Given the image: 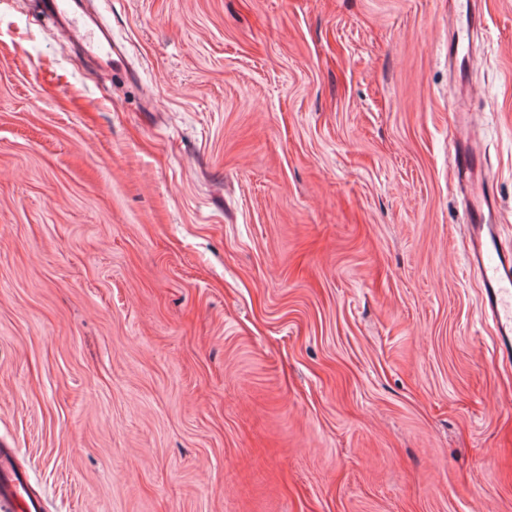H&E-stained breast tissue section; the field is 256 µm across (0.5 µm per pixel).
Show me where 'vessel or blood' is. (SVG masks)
<instances>
[{
  "label": "vessel or blood",
  "instance_id": "1",
  "mask_svg": "<svg viewBox=\"0 0 512 512\" xmlns=\"http://www.w3.org/2000/svg\"><path fill=\"white\" fill-rule=\"evenodd\" d=\"M47 11L62 21L66 43L77 44L88 53L111 46L112 36L94 19L75 20L77 0H44ZM451 147L455 177L468 193L465 253L469 268L480 284V305L493 325V354L498 361L512 363V250L500 239L498 212L484 152L471 135L469 115L453 113ZM28 476L16 470L8 449L0 448V512H44L40 498L26 491Z\"/></svg>",
  "mask_w": 512,
  "mask_h": 512
}]
</instances>
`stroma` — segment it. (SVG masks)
Here are the masks:
<instances>
[{"label":"stroma","mask_w":512,"mask_h":512,"mask_svg":"<svg viewBox=\"0 0 512 512\" xmlns=\"http://www.w3.org/2000/svg\"><path fill=\"white\" fill-rule=\"evenodd\" d=\"M0 0V448L46 512H512V0ZM473 58L477 89L448 66ZM80 3L76 0L44 1L47 11L62 20L60 32L66 44H78L91 54H96L97 51L108 47L107 57H112V53L120 57L121 51L115 46L112 47V36L109 29L91 18L85 19V21H75L73 14L77 11ZM455 177L468 193L465 253L480 284V305L493 325V354L512 363V250L500 239L498 212L484 152L471 135L469 113L453 112Z\"/></svg>","instance_id":"1"}]
</instances>
